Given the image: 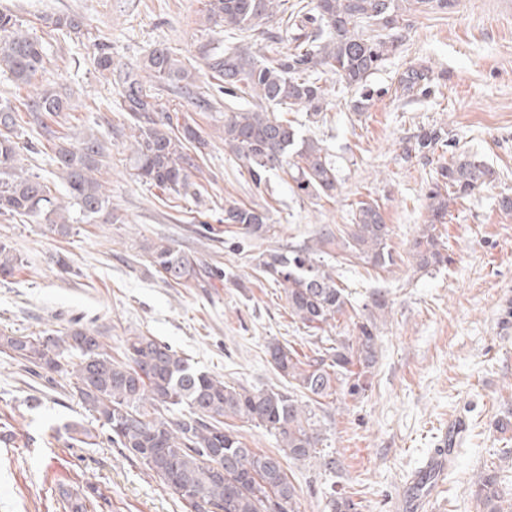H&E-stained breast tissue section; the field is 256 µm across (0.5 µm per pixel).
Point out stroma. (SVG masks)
Instances as JSON below:
<instances>
[{"label":"stroma","instance_id":"35a3bbf8","mask_svg":"<svg viewBox=\"0 0 512 512\" xmlns=\"http://www.w3.org/2000/svg\"><path fill=\"white\" fill-rule=\"evenodd\" d=\"M207 0H0L46 46V77L72 92L64 119L74 130L103 134L109 162L103 175L121 224H75L60 237L47 224L0 217V241L23 264L0 279V333L38 336L80 323L97 328L113 353L126 336L144 333L175 347L199 369L249 389L279 386L268 343L308 351L310 333L295 323L281 288L265 280L262 252L313 243L320 229L350 223L357 202H377L391 227L394 266L376 270L348 262L328 248L324 262L339 274L353 305L376 288L390 302L378 320L379 356L365 397L339 398L318 418L322 454L335 469L292 464L301 512H326L331 489L362 504L361 512H392L408 478L420 469L448 428L457 441L435 512H482L472 494L477 475L495 467L512 497V213L498 200L512 195V0H456L453 8L410 11L400 50L367 80L374 96L356 112V97L333 74H323V111L292 113L300 137L318 141L336 163L335 199L300 196L283 172L254 185L224 150L220 131L232 98L220 91L203 54L222 35L200 24ZM75 13L90 35L104 38L114 61L139 64L168 47L197 71L200 105L175 88L157 90L164 111L194 120L208 145L191 180L200 196L180 199L129 175L130 130L114 107L118 87L95 70L86 38L58 36L43 17ZM428 67V95L400 97V75ZM443 128L451 144L427 159L402 161L404 143L420 129ZM35 125L17 131L28 173L56 179V164ZM477 155L495 180L451 206L438 230L452 265L418 270L409 245L428 215L426 192L451 154ZM234 199L267 212L266 238L248 248L227 247L224 202ZM165 239L226 273L202 288L165 282L149 263L146 243ZM73 271L59 273L57 253ZM70 421L99 424L61 377L36 375L0 354V512H64L62 497L97 493L100 512H186L183 504L105 438L75 445L62 434Z\"/></svg>","mask_w":512,"mask_h":512}]
</instances>
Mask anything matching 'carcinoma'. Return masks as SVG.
<instances>
[{
  "mask_svg": "<svg viewBox=\"0 0 512 512\" xmlns=\"http://www.w3.org/2000/svg\"><path fill=\"white\" fill-rule=\"evenodd\" d=\"M416 4L448 10L454 0H315L310 10L289 15L285 29L292 47L286 51L256 56L230 42L205 52V67L222 83L224 94L246 103L224 113V150L255 184L285 168L298 192L318 199L336 197L340 180L330 155L319 143L299 137L292 121L281 113L297 107L314 116L323 111L326 89L319 84L320 72H331L346 86L359 89L352 108L365 111L371 100L366 79L399 49L407 12ZM277 9V0H208L203 18L208 27H222L230 35L234 30L261 28L272 21ZM43 21L67 37L87 33L84 18L77 14L47 16ZM365 24L382 33L365 35ZM90 48L95 68L105 78L115 75L121 86L117 107L133 131L131 177L169 194H188L194 187L191 169L195 167L190 148L199 149L206 141L198 126L175 124L170 113L159 114L154 88L164 83L188 91L195 86L196 69L166 47L155 48L140 65L126 68L114 66L105 43L94 42ZM44 69L42 39L11 10L0 9V74L30 84ZM430 85L429 69L423 66L409 67L398 81L404 97L423 95ZM22 106L54 151L67 202H61L50 183L23 169L14 141L21 115L17 107L1 101L0 216L27 215L49 224L61 236L70 234L72 210L85 224L97 223L108 210L112 223H124L99 178L107 166L103 136L92 130H58L46 122L70 110V95L45 80ZM446 146L444 129H424L405 142L401 159H426ZM493 176L484 161L463 153L439 166L426 193V224L409 247L419 269L451 262L437 225L445 223L450 205L472 196ZM266 221L264 212L224 200V223L235 226L242 237H263L269 231ZM352 221L335 233L324 231L316 244L322 249L336 243L373 268L394 265L391 228L379 206L358 202ZM317 249L304 245L269 250L261 254L258 267L282 288L290 317L302 327L318 331L347 317L353 334L342 339L322 337L309 355L278 342L270 344L271 365L286 382L281 389L249 390L230 384L196 369L170 344L142 333L126 337L121 353L114 356L101 332L78 323L60 334L0 333V353L25 362L35 374L44 371L75 379L79 399L95 413L108 442L140 463L189 512H300L298 491L286 465L316 461L329 469L336 467L335 458L320 454L323 437L316 408L325 399H357L369 391L377 362V318L389 305L386 294L377 290L356 310L335 273L315 258ZM145 250L155 272L176 285L225 277L223 270L166 240L150 242ZM20 265L21 257L0 241V277L12 275ZM181 406L188 413L174 416ZM229 417L273 434L278 451L266 454L248 447L225 422ZM64 429L75 444H95L97 435L80 423ZM474 495L483 512H512V500L508 507L502 506L504 493L493 469L477 476ZM326 507L328 512L361 509L360 502L334 488Z\"/></svg>",
  "mask_w": 512,
  "mask_h": 512,
  "instance_id": "cac0c4a2",
  "label": "carcinoma"
}]
</instances>
